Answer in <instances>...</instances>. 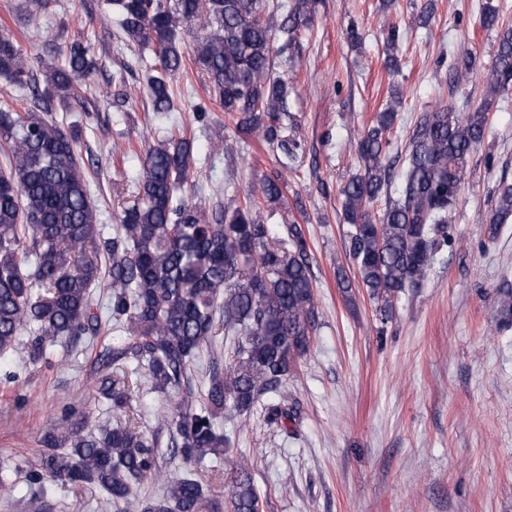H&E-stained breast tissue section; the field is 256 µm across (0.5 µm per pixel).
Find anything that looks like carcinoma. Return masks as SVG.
<instances>
[{"label": "carcinoma", "instance_id": "1", "mask_svg": "<svg viewBox=\"0 0 512 512\" xmlns=\"http://www.w3.org/2000/svg\"><path fill=\"white\" fill-rule=\"evenodd\" d=\"M118 24L128 42L155 55L146 71L153 110L171 108L170 79L190 59L207 75L213 99L235 122L238 133L264 142L285 158H297L300 144L282 135L288 116V86L273 75V32L285 47L310 27L316 0H288L282 21L265 13L261 0H114ZM393 54L399 29L381 30ZM96 68L90 44L74 40L63 66L33 74L18 42L0 34V76L31 93L24 111L0 107V356L22 349L37 362L60 336L96 332L90 312L93 289L110 290L112 321L125 333L112 350V371L99 377L96 395L125 416L110 427L66 408L43 439L39 469L28 474L30 490L46 494L52 480L95 486L116 506L134 499L137 485L162 480L166 493L140 503V512H217L202 474L168 476L156 462V440L137 430L133 388L168 396L185 391L161 415L173 454L187 464L224 454L228 439L220 418L251 413L260 398L293 375L315 340L317 305L302 225H284L279 238L261 223L251 198L227 197L208 213L177 193L192 178L193 142L170 131L149 147L145 176L133 198L122 203L112 238L104 242L109 261L102 273L97 210L78 153L76 133L60 126L54 103L70 110L80 102L77 78ZM512 90V27L500 35L485 92L460 113L439 106L425 113L410 136L405 170L392 189V137L398 126L400 88L392 105L363 127L356 144L360 170L340 188L349 225L354 277L337 267L338 286L350 297L366 288L378 320L393 319L396 304L416 288L435 254L448 246V216L457 204L470 159L485 138L492 100ZM282 173L265 174L261 198L284 204ZM398 197H392V192ZM385 199L382 214L373 204ZM512 221V184H501L491 209L495 228ZM504 328L512 327V288L496 292ZM226 336L228 362L209 371L200 399L188 369ZM291 417L284 402L267 407V421ZM224 512H259L251 467L243 460L224 480Z\"/></svg>", "mask_w": 512, "mask_h": 512}]
</instances>
